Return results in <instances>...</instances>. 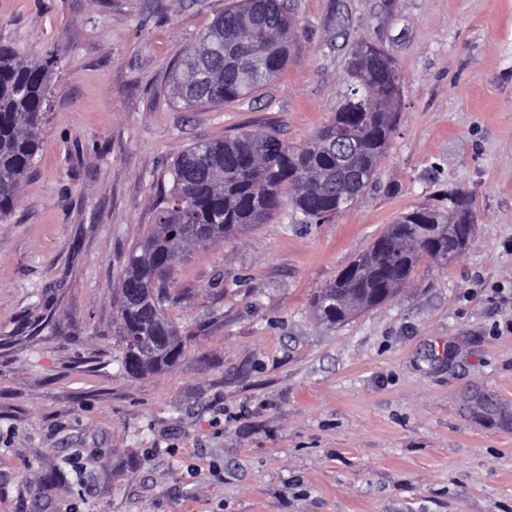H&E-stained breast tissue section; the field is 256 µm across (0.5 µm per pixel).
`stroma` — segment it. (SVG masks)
Instances as JSON below:
<instances>
[{"mask_svg": "<svg viewBox=\"0 0 512 512\" xmlns=\"http://www.w3.org/2000/svg\"><path fill=\"white\" fill-rule=\"evenodd\" d=\"M254 99L184 107L171 72L229 0H0V42L58 53L36 163L0 224V512H512V0H291ZM404 77L373 182L176 264L173 369L128 375L112 289L201 140L332 118L352 44ZM473 197L453 264L336 327L313 299L397 216ZM82 482L46 488L64 459Z\"/></svg>", "mask_w": 512, "mask_h": 512, "instance_id": "1", "label": "stroma"}]
</instances>
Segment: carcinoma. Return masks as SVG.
<instances>
[{"mask_svg": "<svg viewBox=\"0 0 512 512\" xmlns=\"http://www.w3.org/2000/svg\"><path fill=\"white\" fill-rule=\"evenodd\" d=\"M295 25L287 0H234L179 61L174 91L186 105L224 104L259 92L283 70ZM371 50L367 79L345 76L332 120L315 138L291 145L271 129L193 144L172 164V192L155 224L127 254L112 293L120 364L134 377L172 369L190 335L171 318L174 262L233 239L289 211L294 224H318L348 210L372 181L396 133L399 113L381 111L392 86ZM58 55L22 58L0 43V221L18 204L21 181L34 165ZM355 140L345 155L326 141ZM448 211L416 207L401 214L316 299L320 321L337 326L351 305L365 309L394 299L423 256L446 265L460 258L478 216L469 194L455 191Z\"/></svg>", "mask_w": 512, "mask_h": 512, "instance_id": "obj_1", "label": "carcinoma"}]
</instances>
